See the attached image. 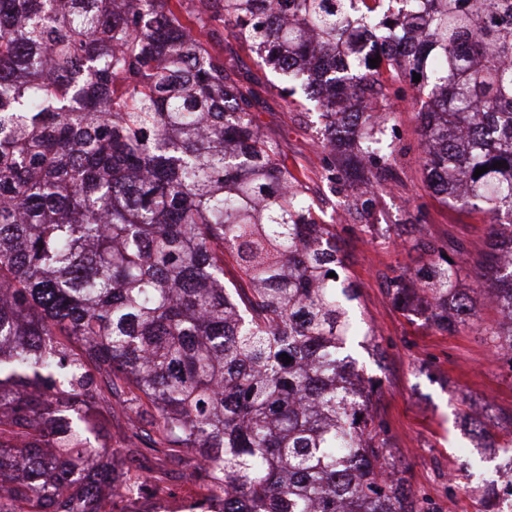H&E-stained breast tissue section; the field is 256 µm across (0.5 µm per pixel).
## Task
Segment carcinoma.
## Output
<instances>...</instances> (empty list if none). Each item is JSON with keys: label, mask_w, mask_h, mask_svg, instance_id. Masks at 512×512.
<instances>
[{"label": "carcinoma", "mask_w": 512, "mask_h": 512, "mask_svg": "<svg viewBox=\"0 0 512 512\" xmlns=\"http://www.w3.org/2000/svg\"><path fill=\"white\" fill-rule=\"evenodd\" d=\"M119 2L0 0V512H124L157 477L116 458L175 448L198 455L200 512H430L391 455L380 381L345 353L361 330L334 225L260 133L249 79L183 0ZM212 16L314 102L363 212L399 179L392 87L421 75L425 179L491 220L489 335L512 360V0H198ZM417 246L434 259L388 293L455 333L475 316L466 247ZM479 495L504 512L512 482Z\"/></svg>", "instance_id": "carcinoma-1"}]
</instances>
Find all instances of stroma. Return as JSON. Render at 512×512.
I'll return each mask as SVG.
<instances>
[{
    "label": "stroma",
    "mask_w": 512,
    "mask_h": 512,
    "mask_svg": "<svg viewBox=\"0 0 512 512\" xmlns=\"http://www.w3.org/2000/svg\"><path fill=\"white\" fill-rule=\"evenodd\" d=\"M220 51L227 63L255 78L258 125L279 143L289 170L304 169L310 202L322 221L336 227L348 271L359 285L355 313L362 328L374 333L364 346L354 347L353 356L365 375L382 381L378 409L414 493L431 512H479L474 489L496 478L497 462L481 458L461 420L486 409L493 441L512 433V366L478 331L498 318L476 275L487 249L489 217L441 206L431 196L419 162L416 110L406 101L395 105L388 135L398 183L379 194L371 212L347 210L344 193L331 192L320 178L329 159L306 117L309 101L284 96L281 76L262 68L257 55L233 37H225ZM420 236L467 248L464 273L477 316L455 334L429 328L422 312L402 311L387 293L389 277L429 262V253L411 246ZM194 464V453L185 448L145 461L162 486L186 493Z\"/></svg>",
    "instance_id": "1"
}]
</instances>
